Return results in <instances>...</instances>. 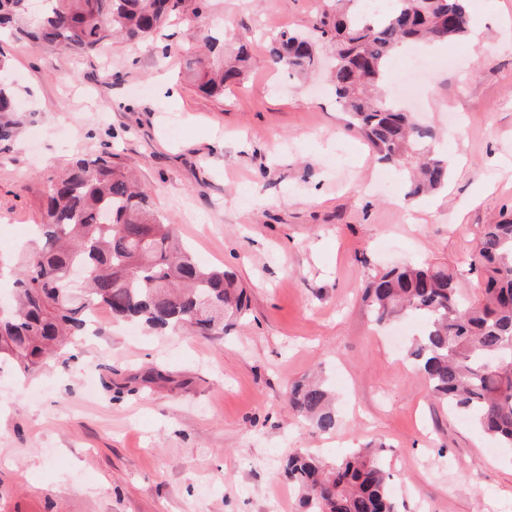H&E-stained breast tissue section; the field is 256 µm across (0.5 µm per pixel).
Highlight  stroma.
Segmentation results:
<instances>
[{
  "label": "stroma",
  "mask_w": 512,
  "mask_h": 512,
  "mask_svg": "<svg viewBox=\"0 0 512 512\" xmlns=\"http://www.w3.org/2000/svg\"><path fill=\"white\" fill-rule=\"evenodd\" d=\"M327 2L212 0L202 25L251 54L221 95L183 73L182 24L89 53L0 40L17 103L0 139V253L28 241L75 158L102 156L249 298L221 336L107 317L34 374L1 365L0 512H302L281 460L365 447L390 461L398 512H512V448L429 398L406 356L418 319L394 341L362 298L393 267H456L482 225L512 219V0H470L472 36L433 55L416 113L452 170L415 199L401 167L344 129L326 71L269 58L270 37L306 30ZM313 375L335 396L329 435L288 406Z\"/></svg>",
  "instance_id": "obj_1"
}]
</instances>
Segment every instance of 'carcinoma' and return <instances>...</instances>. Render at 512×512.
Wrapping results in <instances>:
<instances>
[{
	"mask_svg": "<svg viewBox=\"0 0 512 512\" xmlns=\"http://www.w3.org/2000/svg\"><path fill=\"white\" fill-rule=\"evenodd\" d=\"M0 0V30L35 45L91 52L121 36L140 42L172 20L199 21L210 0ZM319 13L314 36L283 30L270 42L274 65L290 73L317 67L320 48L336 57L330 84L348 130L362 136L381 163L410 166L408 197L448 186V160L435 153L433 127L372 94L389 80L400 44L460 40L468 33V0H398L373 20L334 0ZM207 54L183 49L186 68L201 90L222 94L237 83L249 59L246 46L224 60V36L202 32ZM39 245L12 257L13 304L0 313V361L26 373L85 334L89 312L103 307L113 319L159 331L222 335L247 311L243 292L219 266L200 264L156 211L149 193L105 159H79L45 193ZM481 272V297L466 298L459 283ZM364 300L381 324L401 315L424 320L409 356L436 401L468 417L491 441L512 448V220L486 224L475 252L453 270L407 265L373 275ZM291 408L314 428H336L327 387L298 381ZM286 479L307 512H396L390 462L365 449L321 464L310 454L288 456Z\"/></svg>",
	"mask_w": 512,
	"mask_h": 512,
	"instance_id": "carcinoma-1",
	"label": "carcinoma"
}]
</instances>
